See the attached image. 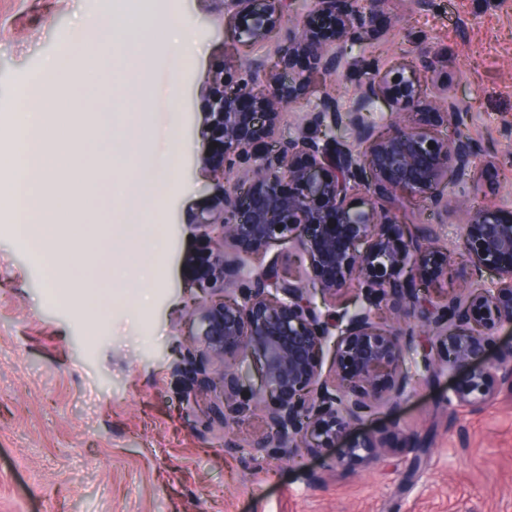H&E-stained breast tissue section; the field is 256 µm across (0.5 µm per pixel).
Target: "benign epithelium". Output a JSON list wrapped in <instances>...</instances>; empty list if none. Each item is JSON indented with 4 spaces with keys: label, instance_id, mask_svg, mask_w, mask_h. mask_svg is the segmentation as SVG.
Returning <instances> with one entry per match:
<instances>
[{
    "label": "benign epithelium",
    "instance_id": "obj_1",
    "mask_svg": "<svg viewBox=\"0 0 512 512\" xmlns=\"http://www.w3.org/2000/svg\"><path fill=\"white\" fill-rule=\"evenodd\" d=\"M295 2L224 0L238 53L269 41L291 19L296 24L278 42L273 61L241 60L234 83L224 82L222 69L212 73L205 104L210 129L202 132L216 144L202 164L224 194L221 206L198 221L209 259L195 285L206 303L190 335L222 368L224 427L250 420L257 397L277 402L265 434L249 446L255 459L271 448H327L363 420L374 401L403 395L405 355L423 325L434 328L441 367L469 366L467 387L453 391L448 402H486L492 391L481 358L495 341L496 326L512 323V220L488 209L474 214L463 231V249L473 274L490 267L498 280L463 299L435 301L430 286L448 275L452 256L434 247L433 229L414 233L390 213L353 201L354 192H370L374 179L405 194L431 196L448 179L450 158L456 181L471 171L474 152L463 137L440 138L415 125L383 132L367 119L381 94L403 110L418 107L412 77L388 73L377 84L358 86L349 143L306 130L278 150L264 144L279 110L340 68L338 47L350 39L371 41L385 26V0H310L313 17L325 21L322 29L294 12ZM299 60L305 66L297 69ZM317 108L320 122L341 119L327 97ZM383 224L395 225V232L379 231ZM274 241L307 258L309 280L265 260ZM228 245L249 256L227 253ZM228 267L249 284L238 295L224 292ZM355 283L358 305L321 312L320 305ZM332 337L336 369L328 382L320 359ZM255 371L260 392L240 398L235 388Z\"/></svg>",
    "mask_w": 512,
    "mask_h": 512
}]
</instances>
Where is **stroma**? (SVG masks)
<instances>
[{
  "label": "stroma",
  "mask_w": 512,
  "mask_h": 512,
  "mask_svg": "<svg viewBox=\"0 0 512 512\" xmlns=\"http://www.w3.org/2000/svg\"><path fill=\"white\" fill-rule=\"evenodd\" d=\"M385 11L380 37L348 47L317 93L345 114L368 63L382 73L407 65L429 111H446L452 99L468 106L457 132L474 166L469 179L438 185L448 208L385 184L372 195L400 220L432 225L436 247L454 261L442 286L464 294L493 277L472 276L464 225L480 208L512 217V0H386ZM139 14L162 30L142 47L145 80L110 55L88 78L73 61L80 23L103 17L123 32L129 17L115 0H0V157L16 140L18 95L50 56L71 64L63 80L70 112L82 115L91 98L104 107L71 159L91 181L74 186L60 174L85 222L76 228L80 253L57 284H48L44 253L29 238L0 236V512H512V390L498 370L512 359L508 324L484 355L494 386L484 406L448 404L469 372L426 375L423 326L405 356L407 392L376 403L335 447L253 459L246 446L262 435L270 400L249 424L224 429V405L210 393L217 366L185 323L198 305L197 219L221 201L199 172L206 80L217 68L229 82L239 72L226 53L224 0H145ZM173 20L186 26L192 55L169 48ZM423 49L436 67L422 66ZM136 137L142 150L132 162L108 160L111 141ZM153 159L163 163L165 189L138 213L151 234L121 235L125 200L112 184ZM130 256L148 266L149 281L101 278L103 262ZM189 394L199 401L191 413ZM362 438L376 446L378 465L350 454Z\"/></svg>",
  "instance_id": "stroma-1"
}]
</instances>
